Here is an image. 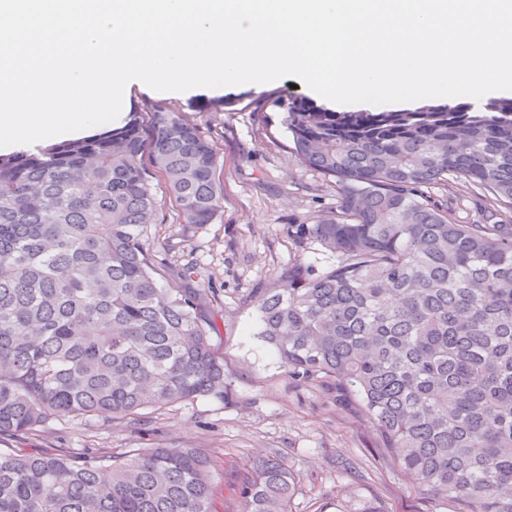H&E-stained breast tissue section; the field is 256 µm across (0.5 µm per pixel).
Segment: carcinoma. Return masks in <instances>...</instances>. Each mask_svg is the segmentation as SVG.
<instances>
[{"mask_svg": "<svg viewBox=\"0 0 512 512\" xmlns=\"http://www.w3.org/2000/svg\"><path fill=\"white\" fill-rule=\"evenodd\" d=\"M301 165L336 180V212L290 224L301 261L259 301V336L288 377L353 399L382 457L452 512H512V99L338 112L281 104ZM0 155V439L50 420L130 425L224 398L195 268L164 288L147 227L164 178L187 224L223 207L214 145L170 109ZM492 196L458 224L421 188ZM200 448L0 452V512H213ZM242 512H291L273 456L235 471Z\"/></svg>", "mask_w": 512, "mask_h": 512, "instance_id": "carcinoma-1", "label": "carcinoma"}]
</instances>
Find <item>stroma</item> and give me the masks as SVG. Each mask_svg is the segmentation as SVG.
<instances>
[{
    "mask_svg": "<svg viewBox=\"0 0 512 512\" xmlns=\"http://www.w3.org/2000/svg\"><path fill=\"white\" fill-rule=\"evenodd\" d=\"M290 79L227 97L225 107L199 111L197 96H162L132 87L138 117L155 105L180 111L212 141L224 205L208 224L185 223L170 201L147 232L151 252L169 283L195 264L217 328L215 354L224 361L223 398L205 397L162 414H145L139 428L94 419L53 421L31 435L0 440V452L60 448H204L224 476L215 479L214 512H241L231 469L254 457L279 456L296 476L291 512H449L435 508L375 450L374 435L355 403L336 406L320 389L293 382L276 353L258 337L259 300L301 261L322 270L333 257L300 250L292 224H313L336 209L334 179L300 164L279 101L301 97Z\"/></svg>",
    "mask_w": 512,
    "mask_h": 512,
    "instance_id": "obj_1",
    "label": "stroma"
}]
</instances>
